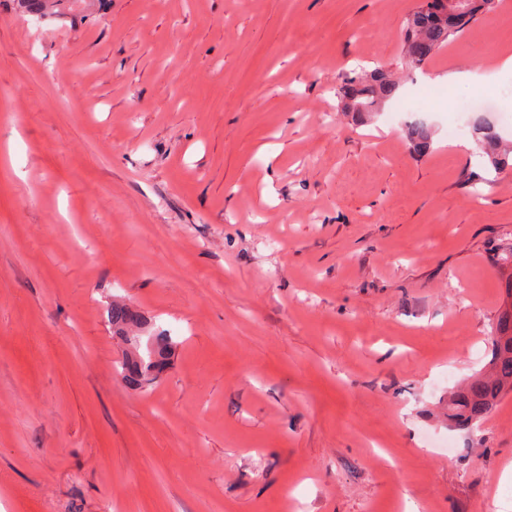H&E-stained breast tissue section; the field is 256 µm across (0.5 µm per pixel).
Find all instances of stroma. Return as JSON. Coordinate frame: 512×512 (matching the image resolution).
Returning <instances> with one entry per match:
<instances>
[{
  "mask_svg": "<svg viewBox=\"0 0 512 512\" xmlns=\"http://www.w3.org/2000/svg\"><path fill=\"white\" fill-rule=\"evenodd\" d=\"M418 2L0 0V512H512V395L448 426L512 169L471 183L440 82L512 53V0L410 69ZM115 299L178 343L151 390ZM397 89L387 69L374 67L369 70L359 66L342 78L336 87V95L347 112H354L361 117L364 112H375L396 94ZM407 141L411 151L424 156L431 150V137L427 128L421 123H414L407 132Z\"/></svg>",
  "mask_w": 512,
  "mask_h": 512,
  "instance_id": "obj_1",
  "label": "stroma"
}]
</instances>
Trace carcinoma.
<instances>
[{"label": "carcinoma", "instance_id": "obj_1", "mask_svg": "<svg viewBox=\"0 0 512 512\" xmlns=\"http://www.w3.org/2000/svg\"><path fill=\"white\" fill-rule=\"evenodd\" d=\"M495 7V0H420L404 19L400 31V54L409 66L428 63L438 51L458 39L472 25L485 18ZM398 86L390 71L383 67L367 69L359 66L343 78L336 87L343 108L362 116L374 112L392 98ZM481 142V156L488 157L494 171L512 165V149L502 146L494 128L486 122L476 125ZM411 151L424 156L431 150V137L421 123L407 132ZM112 331L126 336L131 348L119 364V374L129 386L145 388L154 384L175 354L171 336L160 331L152 335L147 356L139 354L140 337L133 330L147 329L141 317L124 301H114L110 307ZM493 356L490 371L468 381L448 396V420L466 426L483 418L494 403L512 392V306L500 317L491 336Z\"/></svg>", "mask_w": 512, "mask_h": 512}]
</instances>
